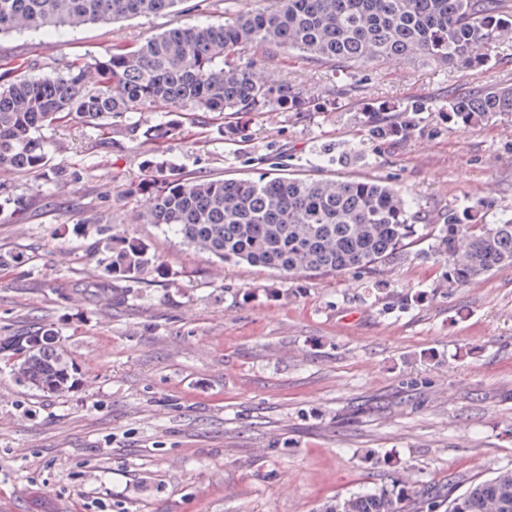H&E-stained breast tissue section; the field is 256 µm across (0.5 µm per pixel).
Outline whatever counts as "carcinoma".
I'll return each instance as SVG.
<instances>
[{"label":"carcinoma","mask_w":512,"mask_h":512,"mask_svg":"<svg viewBox=\"0 0 512 512\" xmlns=\"http://www.w3.org/2000/svg\"><path fill=\"white\" fill-rule=\"evenodd\" d=\"M180 0H0V33L73 30L88 24L160 15ZM512 30V0H279L274 10L241 9L222 24L185 25L131 48H114L91 62L63 61L41 77L0 72V169L30 172L47 154L37 133L75 116L94 126L110 121L135 128L136 114L174 108L193 115L313 112L316 103L275 79L257 59L297 50L345 65L421 58L443 65L486 63ZM395 105L368 109L370 135L386 140L406 127L393 124ZM457 123L471 127L489 112H512V88H480L448 102ZM173 128L160 122L144 137L162 142ZM123 193L144 197L138 219L222 262L299 274L369 272L420 237L409 200L375 180L289 174L196 179L164 163ZM103 275L101 295L139 280L153 262L147 245L108 227L96 228ZM448 266V287L462 288L512 265V214L480 224L473 209L451 212L434 235ZM0 349L16 355L24 386L62 396L77 384L73 362L52 327L11 336ZM322 512H512V469L453 488H422L402 470L392 485L338 497Z\"/></svg>","instance_id":"cac0c4a2"}]
</instances>
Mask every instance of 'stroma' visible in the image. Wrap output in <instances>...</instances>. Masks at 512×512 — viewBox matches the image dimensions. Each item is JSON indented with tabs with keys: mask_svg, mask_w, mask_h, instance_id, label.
Instances as JSON below:
<instances>
[{
	"mask_svg": "<svg viewBox=\"0 0 512 512\" xmlns=\"http://www.w3.org/2000/svg\"><path fill=\"white\" fill-rule=\"evenodd\" d=\"M275 3L180 0L168 17L12 32L0 35V66L39 75ZM264 64L324 109L243 117V142L171 108L142 113L134 131L75 118L41 131L42 170L0 171V186L27 201L0 215V255L15 259L0 276V339L53 327L78 377L61 397L29 390L0 352V512H318L390 484L403 465L441 490L512 468V266L449 287L425 235L374 272L286 281L141 223L121 193L160 156L201 178L374 179L427 226L467 206L496 223L512 212V112L465 128L448 102L512 87V38L468 69L351 68L295 52ZM382 102L410 134L370 136L365 108ZM159 121L175 128L162 147L142 136ZM60 168L71 182L57 181ZM94 216L158 264L108 299L92 287Z\"/></svg>",
	"mask_w": 512,
	"mask_h": 512,
	"instance_id": "35a3bbf8",
	"label": "stroma"
}]
</instances>
